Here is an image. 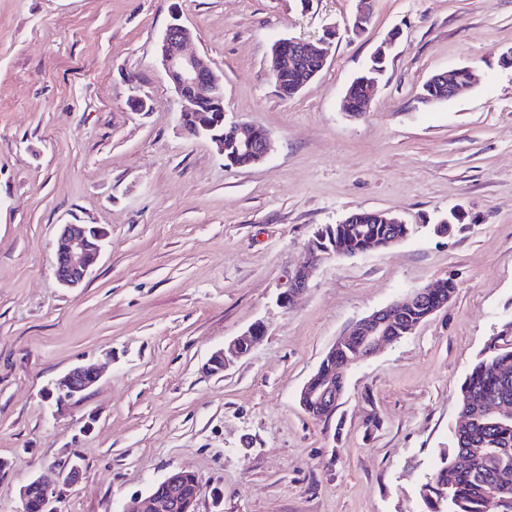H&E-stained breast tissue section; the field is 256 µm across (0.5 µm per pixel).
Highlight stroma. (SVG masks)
Segmentation results:
<instances>
[{"instance_id": "1", "label": "stroma", "mask_w": 512, "mask_h": 512, "mask_svg": "<svg viewBox=\"0 0 512 512\" xmlns=\"http://www.w3.org/2000/svg\"><path fill=\"white\" fill-rule=\"evenodd\" d=\"M0 0V512L68 455L56 512H122L171 471L195 512H423L459 387L512 320V0ZM224 78L225 122L264 129L260 164L226 166L180 128L157 51L173 17ZM335 27L326 68L282 98L281 38ZM369 112L341 99L390 33ZM474 86L422 102L433 74ZM147 107L132 109V99ZM360 210L414 227L389 249L329 258L287 308L277 296L316 231ZM465 217L435 232L450 211ZM107 238L77 290L54 263L62 225ZM440 279L448 306L352 366L331 420L300 391L336 338ZM265 333L224 373L214 351ZM76 365L97 381L48 399Z\"/></svg>"}]
</instances>
